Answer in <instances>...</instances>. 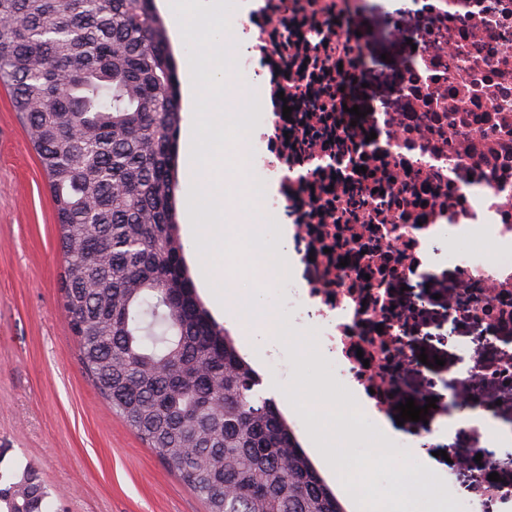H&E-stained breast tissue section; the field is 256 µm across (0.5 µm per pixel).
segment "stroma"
<instances>
[{
	"label": "stroma",
	"instance_id": "obj_1",
	"mask_svg": "<svg viewBox=\"0 0 512 512\" xmlns=\"http://www.w3.org/2000/svg\"><path fill=\"white\" fill-rule=\"evenodd\" d=\"M376 2L352 24L364 35L368 59L354 100L360 110L377 112L397 98L423 17L397 12L392 0ZM239 26V16L228 14L222 26L202 24L188 36L170 35L179 67L195 64L200 82L209 85L224 51L223 28ZM64 265L47 179L22 113L0 86V487L29 467L49 490L44 512H207L202 497L126 426L86 375L63 305ZM283 283L280 275L267 279L272 292L264 297L266 305L288 338L318 346L319 328L303 321ZM428 309L430 318L414 325L406 346L401 393L435 398L436 406L426 421L400 428L380 462L368 458L376 421L360 411L349 465H327L328 483L348 487L354 501L374 507L389 496L404 497L405 485L422 481L427 462L411 442L447 415L450 393L464 391V404L498 414L512 405V391L454 380L459 359L479 367L495 359L496 348L467 350L476 328L463 320L449 327L442 300L431 299ZM274 347L262 379L278 384L279 404H294L300 428L311 429L322 418L307 398L291 401L288 382L323 378L338 386L339 367L327 359L303 360L287 341ZM423 353L439 357V365L420 362ZM336 394L345 391L338 386Z\"/></svg>",
	"mask_w": 512,
	"mask_h": 512
}]
</instances>
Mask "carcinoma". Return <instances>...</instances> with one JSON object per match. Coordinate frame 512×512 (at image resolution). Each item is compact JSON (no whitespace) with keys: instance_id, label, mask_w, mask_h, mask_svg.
Returning <instances> with one entry per match:
<instances>
[{"instance_id":"obj_1","label":"carcinoma","mask_w":512,"mask_h":512,"mask_svg":"<svg viewBox=\"0 0 512 512\" xmlns=\"http://www.w3.org/2000/svg\"><path fill=\"white\" fill-rule=\"evenodd\" d=\"M0 83L54 198L64 308L112 409L208 512H345L205 307L179 234L177 63L155 0H0ZM37 473L0 512H42Z\"/></svg>"}]
</instances>
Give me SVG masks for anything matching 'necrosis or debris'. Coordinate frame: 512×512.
<instances>
[{
  "label": "necrosis or debris",
  "mask_w": 512,
  "mask_h": 512,
  "mask_svg": "<svg viewBox=\"0 0 512 512\" xmlns=\"http://www.w3.org/2000/svg\"><path fill=\"white\" fill-rule=\"evenodd\" d=\"M364 2L261 0L231 63L273 104L248 151L281 184L273 207L294 229L303 317L392 419L404 330L420 314L397 289L440 245L422 229L478 226L496 242L465 254L443 293L449 316L512 334V0H422L424 45L395 111L359 120L343 105L364 63L349 24ZM492 471L448 480L479 512H512V486Z\"/></svg>",
  "instance_id": "4bbe7bcc"
}]
</instances>
